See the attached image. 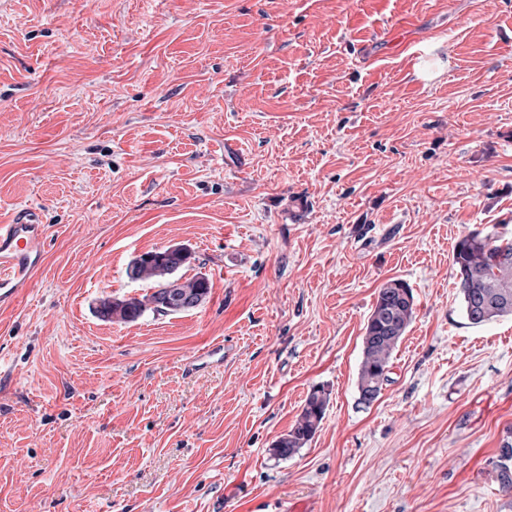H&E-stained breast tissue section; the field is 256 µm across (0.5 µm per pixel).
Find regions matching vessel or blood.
<instances>
[{
	"label": "vessel or blood",
	"instance_id": "vessel-or-blood-1",
	"mask_svg": "<svg viewBox=\"0 0 512 512\" xmlns=\"http://www.w3.org/2000/svg\"><path fill=\"white\" fill-rule=\"evenodd\" d=\"M46 235L34 214L20 212L14 223L0 224V307L13 304L45 259ZM224 345L217 342L189 356L184 367L199 372L224 363Z\"/></svg>",
	"mask_w": 512,
	"mask_h": 512
}]
</instances>
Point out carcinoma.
Segmentation results:
<instances>
[{"instance_id": "1", "label": "carcinoma", "mask_w": 512, "mask_h": 512, "mask_svg": "<svg viewBox=\"0 0 512 512\" xmlns=\"http://www.w3.org/2000/svg\"><path fill=\"white\" fill-rule=\"evenodd\" d=\"M191 252L184 247L145 252L132 260L126 270L133 281L150 285V291L128 299L100 300V317L123 323L137 321L147 312L174 315L189 312L206 301L213 284L199 273L183 278L177 272L190 263ZM456 288L463 317L472 326H481L501 317L512 316V239L489 230L475 228L461 236L453 250ZM415 317L412 289L398 279L379 289L362 338L358 369V402L376 401L389 382L395 351ZM328 403L327 393L315 387L308 394L301 412L287 434L273 445V454L291 457L315 436ZM499 487L512 492V443L500 448L497 467Z\"/></svg>"}]
</instances>
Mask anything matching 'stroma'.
<instances>
[{
	"label": "stroma",
	"instance_id": "stroma-1",
	"mask_svg": "<svg viewBox=\"0 0 512 512\" xmlns=\"http://www.w3.org/2000/svg\"><path fill=\"white\" fill-rule=\"evenodd\" d=\"M27 207L0 512H512V317L467 324L452 265L471 229L512 236V0H0V222ZM172 245L205 303L97 316ZM392 279L415 317L365 406ZM415 306L414 294L405 282L392 279L379 288L362 338L357 385L360 404L369 406L376 401L389 382L394 353L415 317ZM224 355H227V349L224 350V343L216 342L201 352L187 357L183 361V365L188 371L199 372L208 368L222 366L224 364ZM327 403L328 397L324 387L313 388L288 433L273 445V454L287 458L304 448L315 436L324 418ZM499 487L506 492H512V443L506 441L500 448V463L497 467Z\"/></svg>",
	"mask_w": 512,
	"mask_h": 512
}]
</instances>
